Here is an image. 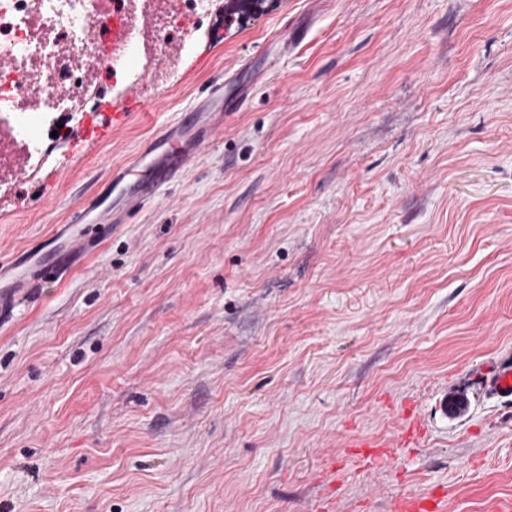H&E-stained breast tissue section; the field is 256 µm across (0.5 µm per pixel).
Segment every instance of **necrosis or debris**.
<instances>
[{
  "mask_svg": "<svg viewBox=\"0 0 512 512\" xmlns=\"http://www.w3.org/2000/svg\"><path fill=\"white\" fill-rule=\"evenodd\" d=\"M100 0H0V52L11 57L28 73L45 82L48 107H24L13 84L0 85V130L21 138L36 160L45 157V131L54 128L65 102L59 85L78 88L84 102H91L89 71L122 75L128 81L143 79L147 68L136 57L137 46L116 55L99 47L86 32L96 18ZM72 47L60 57L59 40Z\"/></svg>",
  "mask_w": 512,
  "mask_h": 512,
  "instance_id": "necrosis-or-debris-1",
  "label": "necrosis or debris"
}]
</instances>
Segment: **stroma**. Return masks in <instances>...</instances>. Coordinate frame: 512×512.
Returning a JSON list of instances; mask_svg holds the SVG:
<instances>
[{"label":"stroma","instance_id":"stroma-1","mask_svg":"<svg viewBox=\"0 0 512 512\" xmlns=\"http://www.w3.org/2000/svg\"><path fill=\"white\" fill-rule=\"evenodd\" d=\"M165 14L143 115L76 151L87 115L60 113L0 198V260L68 235L227 69L251 103L0 316V512H512V400L485 384L512 364V0Z\"/></svg>","mask_w":512,"mask_h":512}]
</instances>
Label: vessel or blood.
I'll list each match as a JSON object with an SVG mask.
<instances>
[{
    "label": "vessel or blood",
    "mask_w": 512,
    "mask_h": 512,
    "mask_svg": "<svg viewBox=\"0 0 512 512\" xmlns=\"http://www.w3.org/2000/svg\"><path fill=\"white\" fill-rule=\"evenodd\" d=\"M138 38L149 33V11L141 9L136 14H112L97 20L90 28L91 37L109 38L113 50H120L129 32ZM0 71L15 73L17 91L25 99L41 97L43 88L29 77L19 74L14 60L0 56ZM144 106L137 95L115 97L98 104V111L107 115L106 120L91 121L95 137L108 138L122 128L128 119ZM213 141V128L208 123L196 121L189 125L184 121L168 124L152 142L149 151L143 152L135 166L127 170H113L103 187L94 189L90 204L75 209L69 216L74 234L66 243H59L57 236H50L55 244L56 256H48L37 249L29 253L26 260L14 263L9 280L0 283V313L12 309L15 301L33 274L39 271L54 272L62 267L63 257L85 255L89 241L85 224L108 223L112 214L131 215L157 202L162 191L173 184L196 160L201 158ZM488 386L492 394L512 398V367L503 366L490 378Z\"/></svg>",
    "instance_id": "obj_1"
}]
</instances>
